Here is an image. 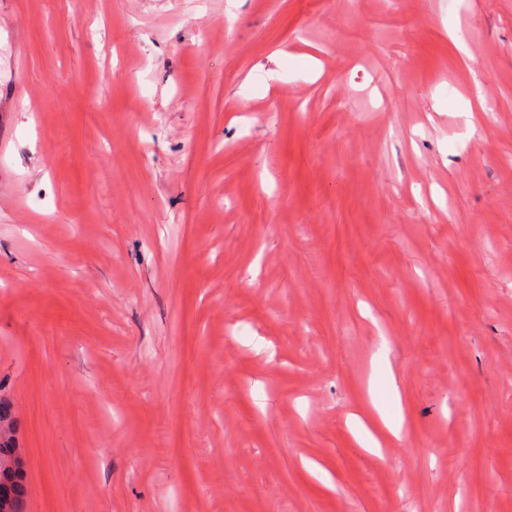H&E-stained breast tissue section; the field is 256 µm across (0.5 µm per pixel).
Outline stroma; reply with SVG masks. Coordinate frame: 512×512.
Instances as JSON below:
<instances>
[{
    "label": "stroma",
    "mask_w": 512,
    "mask_h": 512,
    "mask_svg": "<svg viewBox=\"0 0 512 512\" xmlns=\"http://www.w3.org/2000/svg\"><path fill=\"white\" fill-rule=\"evenodd\" d=\"M0 394L28 512H512V0H0ZM377 427L379 431L387 433L395 440H401L402 415L399 395H396V408L392 413L381 414Z\"/></svg>",
    "instance_id": "35a3bbf8"
}]
</instances>
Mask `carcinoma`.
Instances as JSON below:
<instances>
[{
    "label": "carcinoma",
    "mask_w": 512,
    "mask_h": 512,
    "mask_svg": "<svg viewBox=\"0 0 512 512\" xmlns=\"http://www.w3.org/2000/svg\"><path fill=\"white\" fill-rule=\"evenodd\" d=\"M19 453L16 421L10 403L0 397V504L11 512H26V489L21 467L10 462Z\"/></svg>",
    "instance_id": "carcinoma-1"
}]
</instances>
